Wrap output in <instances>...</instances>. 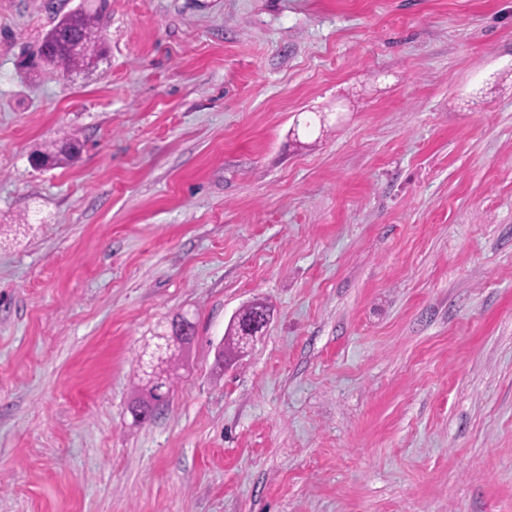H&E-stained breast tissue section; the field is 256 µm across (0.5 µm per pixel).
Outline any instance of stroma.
Returning a JSON list of instances; mask_svg holds the SVG:
<instances>
[{
  "instance_id": "35a3bbf8",
  "label": "stroma",
  "mask_w": 512,
  "mask_h": 512,
  "mask_svg": "<svg viewBox=\"0 0 512 512\" xmlns=\"http://www.w3.org/2000/svg\"><path fill=\"white\" fill-rule=\"evenodd\" d=\"M80 2L0 0V512H512V0H109L18 69ZM91 2L95 3L59 15L38 46L20 61V66L32 71L67 74L89 70L94 58L105 59L108 47L102 29L108 0ZM71 43L79 45L80 50H73ZM82 149V143L78 138L63 133L52 140L43 150L34 152L31 160H35L40 166L48 168L59 167L73 163ZM179 348L175 347L174 349L168 351L166 353L164 361L157 367L152 376H148L147 386H149V400L146 401H155L157 405L160 402H164L165 394L161 392L162 388H166L169 393L170 390V375L168 373L167 368H164L163 365L167 364L175 357V352L178 351Z\"/></svg>"
}]
</instances>
